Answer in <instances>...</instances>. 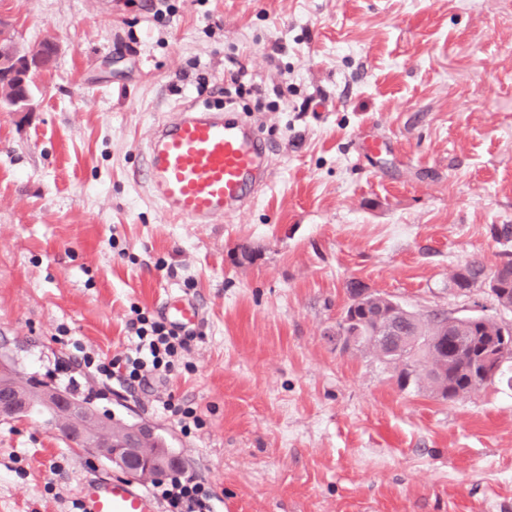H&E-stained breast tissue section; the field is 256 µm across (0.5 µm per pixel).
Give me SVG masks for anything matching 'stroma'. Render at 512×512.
I'll return each instance as SVG.
<instances>
[{
	"label": "stroma",
	"instance_id": "35a3bbf8",
	"mask_svg": "<svg viewBox=\"0 0 512 512\" xmlns=\"http://www.w3.org/2000/svg\"><path fill=\"white\" fill-rule=\"evenodd\" d=\"M1 16L19 54H58L34 111L0 109V364L160 428L210 512H512L511 385L443 402L334 337L352 278L512 325L488 289L451 286L512 259V0H0ZM188 104L247 113L273 145L254 203L220 224L173 221L132 178ZM173 295L201 319L166 381L85 365L128 352L130 320ZM117 474L47 417L0 416V512H79V483ZM162 408L166 412L180 416V422L186 431H191L192 427L199 429L201 426L200 418L191 407H182L180 404H175L174 400L169 398L162 401Z\"/></svg>",
	"mask_w": 512,
	"mask_h": 512
}]
</instances>
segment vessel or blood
Instances as JSON below:
<instances>
[{
	"label": "vessel or blood",
	"instance_id": "vessel-or-blood-1",
	"mask_svg": "<svg viewBox=\"0 0 512 512\" xmlns=\"http://www.w3.org/2000/svg\"><path fill=\"white\" fill-rule=\"evenodd\" d=\"M132 177L146 185L163 212L185 224H217L241 213L267 180L269 143L249 122L188 105L157 122ZM200 309L175 295L163 317L177 328L195 325ZM81 512H161L142 483L122 477L88 480L80 489Z\"/></svg>",
	"mask_w": 512,
	"mask_h": 512
}]
</instances>
